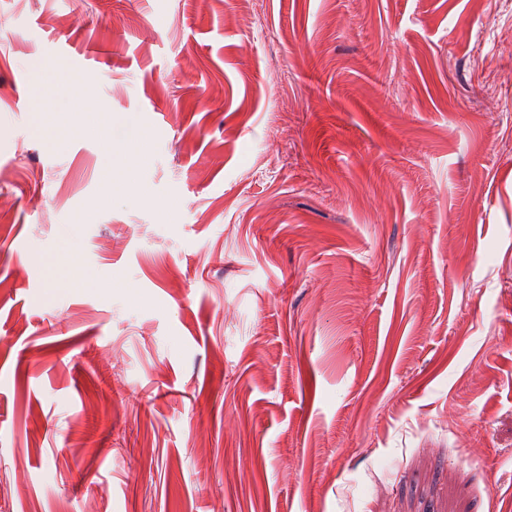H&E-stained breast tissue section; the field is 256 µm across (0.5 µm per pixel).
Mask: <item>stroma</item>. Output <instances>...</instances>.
Masks as SVG:
<instances>
[{"mask_svg": "<svg viewBox=\"0 0 512 512\" xmlns=\"http://www.w3.org/2000/svg\"><path fill=\"white\" fill-rule=\"evenodd\" d=\"M2 112L0 512H512V0H0ZM55 81L56 78L51 75L46 77L42 112L44 124L46 121L51 133L53 146L57 150L63 151L67 148L69 141L84 130L82 125L68 124V121L58 117V115H61V118H63V113L65 112H75L74 103L81 102V81L78 76L72 74L65 77V80H62V84L66 87L69 95L70 104L68 110H64L54 103Z\"/></svg>", "mask_w": 512, "mask_h": 512, "instance_id": "35a3bbf8", "label": "stroma"}]
</instances>
